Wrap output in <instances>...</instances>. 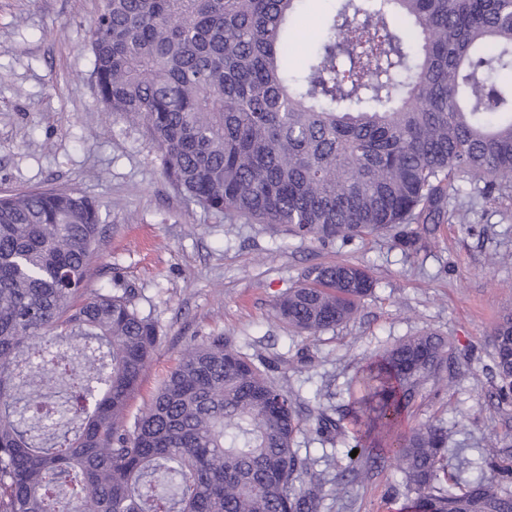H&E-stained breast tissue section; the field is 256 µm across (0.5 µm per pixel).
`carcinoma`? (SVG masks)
<instances>
[{"mask_svg": "<svg viewBox=\"0 0 512 512\" xmlns=\"http://www.w3.org/2000/svg\"><path fill=\"white\" fill-rule=\"evenodd\" d=\"M302 0H105L91 28L106 111L143 125L168 180L229 220L301 238L382 236L407 249L466 185L512 188V0H339L288 68ZM100 205L71 191L0 196V512H322L324 473L294 448L309 425L343 444L346 482L391 452L418 512H512L498 476L441 485L448 428L401 433L452 347L400 340L362 369L338 419L222 336L188 345L148 406L128 404L158 341L130 293L82 299ZM367 270L304 271L274 305L318 335L370 296ZM66 336L87 360L57 348ZM491 373L512 399V314Z\"/></svg>", "mask_w": 512, "mask_h": 512, "instance_id": "obj_1", "label": "carcinoma"}]
</instances>
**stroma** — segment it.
Listing matches in <instances>:
<instances>
[{"mask_svg": "<svg viewBox=\"0 0 512 512\" xmlns=\"http://www.w3.org/2000/svg\"><path fill=\"white\" fill-rule=\"evenodd\" d=\"M103 5L0 0V194L75 190L100 203L85 294L130 290L159 331L131 413L187 345L224 336L250 356L284 360L289 384L338 417L350 407V381L376 354L435 331L452 340L455 361L403 426H447L448 486L494 481L486 460L512 444V402L499 401L488 373L493 327L512 311V196L489 201L463 191L448 202L449 221L422 229L417 251L382 237L324 244L276 224L227 221L168 181L141 124L106 112L89 44ZM329 10L328 0H307L289 66L303 63ZM336 262L365 266L375 281L350 322L309 336L274 318L276 299L306 268ZM295 446L330 461L323 512H408L393 458L339 495L333 477L346 464L343 445L321 444L306 429Z\"/></svg>", "mask_w": 512, "mask_h": 512, "instance_id": "1", "label": "stroma"}]
</instances>
